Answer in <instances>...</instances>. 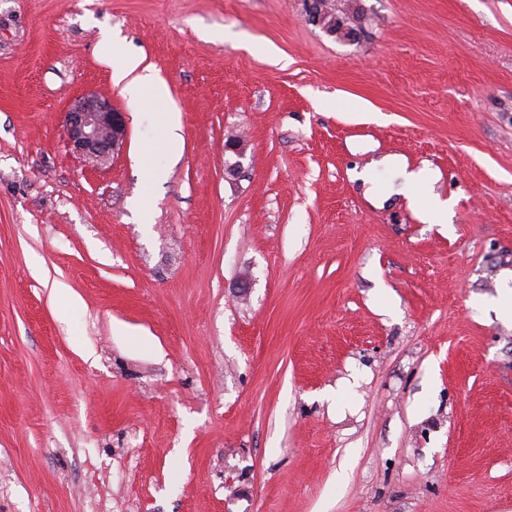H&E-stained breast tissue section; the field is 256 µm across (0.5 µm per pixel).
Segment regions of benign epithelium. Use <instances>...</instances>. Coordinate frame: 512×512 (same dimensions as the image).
<instances>
[{"instance_id": "benign-epithelium-1", "label": "benign epithelium", "mask_w": 512, "mask_h": 512, "mask_svg": "<svg viewBox=\"0 0 512 512\" xmlns=\"http://www.w3.org/2000/svg\"><path fill=\"white\" fill-rule=\"evenodd\" d=\"M64 126L73 152L92 167L119 152L127 133L124 113L94 93L82 95L69 106Z\"/></svg>"}]
</instances>
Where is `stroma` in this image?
<instances>
[{
	"label": "stroma",
	"instance_id": "obj_1",
	"mask_svg": "<svg viewBox=\"0 0 512 512\" xmlns=\"http://www.w3.org/2000/svg\"><path fill=\"white\" fill-rule=\"evenodd\" d=\"M331 4L353 37L310 0H0V512H512V0ZM89 92L127 121L98 168ZM386 154L451 223L371 200ZM325 2H322L320 0H313L310 4V17L313 23L316 25L321 26L323 29L326 30V32L330 34L336 35V37L339 38H349L350 34L352 33L351 30L347 27H344L343 21L336 18L334 15V18L336 20V28L335 32H332L334 30L329 31V28L334 24H329L326 27H323L326 15L330 13L328 9L326 8V5H322ZM103 54L109 59L112 66V80L119 84L133 71L137 70L141 64L140 59L128 55L121 51L112 38H104L101 41ZM123 90L137 103L146 96H152L154 102H167L165 85L150 67L142 68L141 73L125 82ZM64 126L73 152L92 167L118 153L127 133L124 113L94 93L82 95L69 106ZM155 118L165 129L164 145L169 155L174 157L180 153L181 137L176 111L168 109L167 112H154Z\"/></svg>",
	"mask_w": 512,
	"mask_h": 512
}]
</instances>
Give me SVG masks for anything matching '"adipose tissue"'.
Instances as JSON below:
<instances>
[{
  "mask_svg": "<svg viewBox=\"0 0 512 512\" xmlns=\"http://www.w3.org/2000/svg\"><path fill=\"white\" fill-rule=\"evenodd\" d=\"M101 45L111 63L113 81L122 84L133 101L149 96L154 101L166 102L165 85L152 68L141 67L139 59L122 52L111 39H103ZM370 168L386 176L384 182H371L370 192L389 195L414 188L413 202L424 220L430 224L447 223L448 203L435 193V178L430 170H408L401 159L392 156L372 161Z\"/></svg>",
  "mask_w": 512,
  "mask_h": 512,
  "instance_id": "ef3b65f1",
  "label": "adipose tissue"
}]
</instances>
